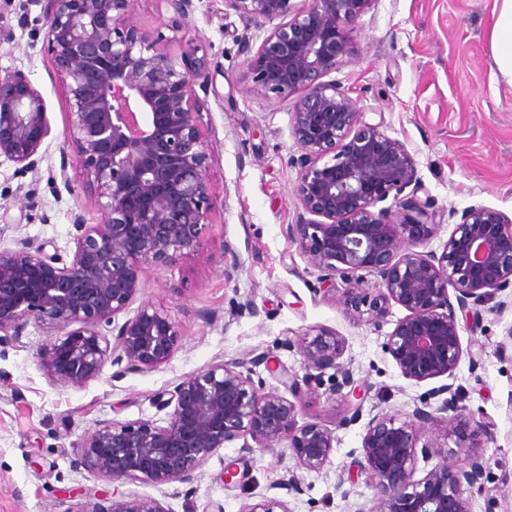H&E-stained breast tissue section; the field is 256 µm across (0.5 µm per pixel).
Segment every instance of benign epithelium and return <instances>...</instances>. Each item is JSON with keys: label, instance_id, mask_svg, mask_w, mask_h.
Listing matches in <instances>:
<instances>
[{"label": "benign epithelium", "instance_id": "7a95c632", "mask_svg": "<svg viewBox=\"0 0 512 512\" xmlns=\"http://www.w3.org/2000/svg\"><path fill=\"white\" fill-rule=\"evenodd\" d=\"M137 0H46L44 28L57 71L66 81L69 121L64 142L73 150L102 223L73 216L71 261L41 247L0 249V333L18 338L34 321L57 331L41 352L52 380L82 386L107 361L130 370L169 363L178 348L170 317L145 306L112 328L102 325L127 309L139 291L140 267H167L207 245L211 184L209 145L202 132L197 90L208 92L207 58L187 43L175 57L164 39L133 24ZM256 27L278 21L246 60L249 90L291 98L290 130L301 149L298 215L290 234L319 272L325 291L346 285L341 301L356 320H384L391 306L408 311L387 336L385 351L403 376L424 380L454 374L463 354L456 312L478 321L493 312L497 292L512 286V218L486 205L463 210L443 252L421 250L436 234L437 215L417 207L411 221L392 207L420 187L414 156L403 142L371 123L357 99L329 76L354 55L349 30L372 0H226ZM50 132L46 103L28 75L0 73V157L33 170ZM379 278L376 293L361 288ZM306 369L340 371L337 390L350 416H362L366 391L337 365L336 334L317 330L299 343ZM269 357L220 361L183 380L163 407L166 424L107 421L83 441L84 466L119 481L140 476L157 486L191 483L200 462L228 441L242 451L282 443L297 467L319 472L334 437L324 425L299 424L296 405L255 378ZM421 400L408 419L378 416L366 425L359 467L369 476L371 512H469L467 493L484 473L481 458L454 467L434 447L419 445L417 424L438 420ZM438 458L415 478L418 459ZM95 512H164L148 496L112 493ZM242 512H289L265 496Z\"/></svg>", "mask_w": 512, "mask_h": 512}]
</instances>
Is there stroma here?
Instances as JSON below:
<instances>
[{
  "label": "stroma",
  "instance_id": "stroma-1",
  "mask_svg": "<svg viewBox=\"0 0 512 512\" xmlns=\"http://www.w3.org/2000/svg\"><path fill=\"white\" fill-rule=\"evenodd\" d=\"M44 0H0V70L24 71L42 94L50 133L37 170L20 171L0 159V249L24 244L71 260L73 214L97 224L101 212L85 189L79 166L61 167L69 108L65 85L42 33ZM493 0H373L350 30L357 54L335 78L352 89L372 121L414 154L421 189L414 204L441 217L428 250L442 252L464 208L483 204L512 217V87L494 84L488 31ZM134 23L162 35L171 54L193 38L210 63L212 88L200 97L210 146L212 204L205 251L169 267L143 264L140 289L117 322L144 306L167 313L178 327L173 360L156 369L121 371L105 364L84 386L56 384L39 353L52 329L29 323L19 339L0 343V512H91L113 490L157 499L165 512H242L264 496L285 498L290 512H371L373 492L358 466L367 420L404 417L420 399L438 406L434 392L449 384L459 400L448 419L489 425L490 436L464 441L445 422L420 428V440L450 462L465 465L479 446L484 476L469 497L470 512H512V287L498 292L501 311L461 321L463 354L453 376L405 378L384 344L406 311L392 305L383 323L353 321L335 293L323 292L318 273L300 255L289 227L298 212L300 149L290 132V102L250 93L245 60L264 33L226 0H194L178 18L164 0H137ZM232 244L242 259L224 261ZM252 302L256 314L240 312ZM312 329L343 341L341 364L367 391L360 422L347 425V406L333 389L335 370L312 380L294 403L299 423L318 422L334 437L318 472L298 470L279 445L252 453L241 441L202 461L197 480L156 486L114 482L89 473L80 444L104 421H164L162 400L182 380L220 360L264 353L282 368L303 373L297 343ZM238 471L225 485L227 466ZM351 472L349 499L336 491L337 470ZM298 475L303 492L282 482ZM77 496H68V489Z\"/></svg>",
  "mask_w": 512,
  "mask_h": 512
}]
</instances>
